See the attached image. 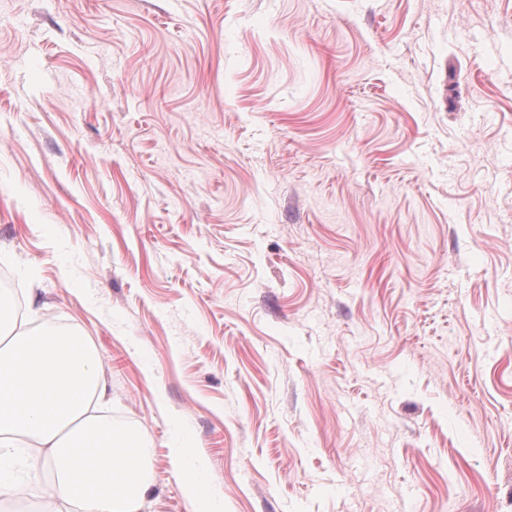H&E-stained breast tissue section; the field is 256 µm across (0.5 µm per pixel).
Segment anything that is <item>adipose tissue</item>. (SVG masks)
Here are the masks:
<instances>
[{"mask_svg": "<svg viewBox=\"0 0 512 512\" xmlns=\"http://www.w3.org/2000/svg\"><path fill=\"white\" fill-rule=\"evenodd\" d=\"M99 358L78 330L20 323L0 298V496L47 493L52 512H143L152 490L151 442L140 429L99 414L106 397ZM50 472L47 488L5 481L17 447ZM192 451L174 452L176 476L194 512H221Z\"/></svg>", "mask_w": 512, "mask_h": 512, "instance_id": "1", "label": "adipose tissue"}]
</instances>
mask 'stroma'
Instances as JSON below:
<instances>
[{"label":"stroma","instance_id":"1","mask_svg":"<svg viewBox=\"0 0 512 512\" xmlns=\"http://www.w3.org/2000/svg\"><path fill=\"white\" fill-rule=\"evenodd\" d=\"M1 264L148 512H512V0H0ZM189 456L194 457L188 443L175 448L174 463L177 466L176 477L178 478L185 495L194 505V511H222L215 491L199 472L200 468L197 465L194 467L190 464H182L183 460Z\"/></svg>","mask_w":512,"mask_h":512}]
</instances>
